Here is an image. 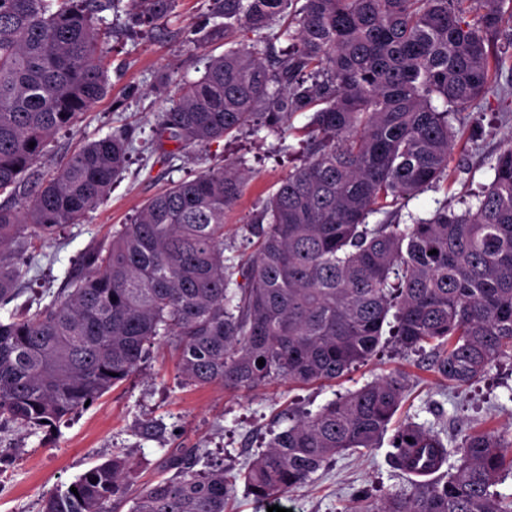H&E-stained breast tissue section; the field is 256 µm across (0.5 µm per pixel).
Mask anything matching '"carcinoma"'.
<instances>
[{"instance_id": "cac0c4a2", "label": "carcinoma", "mask_w": 512, "mask_h": 512, "mask_svg": "<svg viewBox=\"0 0 512 512\" xmlns=\"http://www.w3.org/2000/svg\"><path fill=\"white\" fill-rule=\"evenodd\" d=\"M482 2L474 11L472 0H215L224 24L206 39L230 48L182 84L156 135L178 150L264 128L282 141L285 120L309 113L303 163L255 205L251 264L224 256V214L251 179L243 162L170 186L86 247L49 305L0 320V417L56 424L132 377L161 339L184 384L237 391L341 378L378 353L386 327L405 352L434 345L437 373L458 387L512 359V144L476 203H445L410 224L387 210L450 181L449 117L482 99L504 65L486 42L512 40V4ZM119 3L0 0V195L35 186L20 205L0 206V306L19 296L26 270L16 259L31 231L79 223L133 149L112 133L48 178L36 169L54 135L107 92L94 20ZM175 5L128 0L133 23L147 27ZM275 23L292 51L271 62L264 30ZM376 213L385 219L371 227ZM405 387L387 376L294 421L249 462L248 493L264 502L343 452L379 447ZM390 445L416 479L378 499L359 494L354 512H512V494L494 490L512 475L506 435L470 430L449 448L407 422ZM198 463L169 457L174 474L130 498L129 512H226L233 480ZM134 471L114 455L47 492L41 512H112Z\"/></svg>"}]
</instances>
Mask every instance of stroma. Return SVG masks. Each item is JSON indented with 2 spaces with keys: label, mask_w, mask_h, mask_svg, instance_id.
<instances>
[{
  "label": "stroma",
  "mask_w": 512,
  "mask_h": 512,
  "mask_svg": "<svg viewBox=\"0 0 512 512\" xmlns=\"http://www.w3.org/2000/svg\"><path fill=\"white\" fill-rule=\"evenodd\" d=\"M212 8V0H178L163 30L152 35L132 24L123 9L104 12L97 23L108 91L77 126L55 136L37 168L42 175H52L81 146L115 130L124 131L134 149L109 195L81 223L36 241V265L23 278L16 304L27 313L54 299L86 246L106 238L113 226L130 223L162 189L223 168L229 160L245 159L253 179L224 216L225 253L244 259L255 252L257 239L249 224L254 203L273 193L292 166L276 139L243 133L177 151L171 143L156 142L154 135L180 83L199 79L209 58L224 52V44L202 43L219 22ZM458 125L469 144L452 154L451 186L411 198L401 223H408L413 214L430 215L441 200L457 206L490 182L491 163L512 142V67L497 71L486 98L462 113ZM435 361L428 345L404 353L388 347L333 382L275 381L254 391H232L220 385H182L174 354L165 343H157L137 375L113 386L68 421L33 431L0 424V454L6 457L0 464V512H40L46 492L70 484L118 451L135 462L141 484L168 478L166 462L175 452L205 456L237 473L264 450L273 434L289 426L293 416L316 412L335 397L394 372L402 373L408 385L397 420L434 428L448 443L460 441L462 431L473 426H496L512 434V360L492 366L484 378L463 387L450 386L435 373ZM149 424L163 425L165 434L146 436ZM388 452L384 445L338 455L302 487L274 497L272 504L285 512H348L360 490L376 497L398 490L408 478L389 461Z\"/></svg>",
  "instance_id": "35a3bbf8"
}]
</instances>
